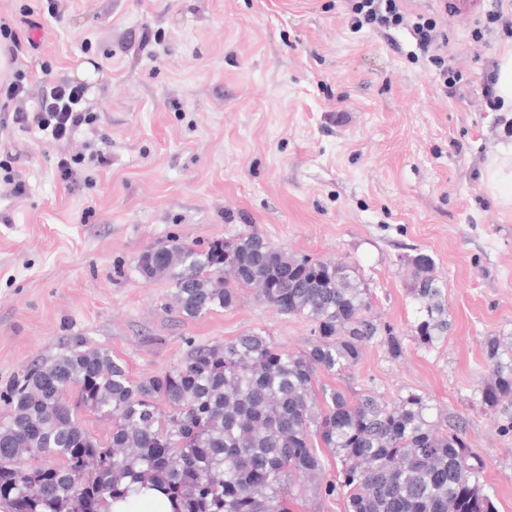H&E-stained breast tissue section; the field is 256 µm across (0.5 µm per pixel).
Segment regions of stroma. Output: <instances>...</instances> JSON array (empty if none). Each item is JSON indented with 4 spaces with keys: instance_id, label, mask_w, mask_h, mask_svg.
Wrapping results in <instances>:
<instances>
[{
    "instance_id": "obj_1",
    "label": "stroma",
    "mask_w": 512,
    "mask_h": 512,
    "mask_svg": "<svg viewBox=\"0 0 512 512\" xmlns=\"http://www.w3.org/2000/svg\"><path fill=\"white\" fill-rule=\"evenodd\" d=\"M0 0V47L24 94H0V386L24 364L83 336L133 378L178 363L189 345L262 330L305 349L307 320L244 291L239 304L191 319L172 285L135 263L172 238L206 243L255 225L273 244L353 266L401 355L368 344L321 384L386 400L417 392L433 418L462 422L498 512H512V409L486 411L487 336L512 334V208L488 193L489 159L512 149L478 77L505 45L474 42L472 22L437 13L449 62L469 75L456 97L410 57L406 32H352L345 0ZM95 66L90 114L67 142L19 130L47 79ZM106 152L108 164L96 161ZM78 155L74 180L62 156ZM24 182L15 195L11 184ZM425 253L447 284L453 326L415 340L403 258ZM326 456L290 512H346Z\"/></svg>"
}]
</instances>
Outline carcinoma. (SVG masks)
<instances>
[{
	"instance_id": "cac0c4a2",
	"label": "carcinoma",
	"mask_w": 512,
	"mask_h": 512,
	"mask_svg": "<svg viewBox=\"0 0 512 512\" xmlns=\"http://www.w3.org/2000/svg\"><path fill=\"white\" fill-rule=\"evenodd\" d=\"M411 267L412 332L431 348L452 324L425 253ZM136 269L173 286L178 312L197 318L237 305L247 289L279 312L313 325L307 349L289 352L263 331L192 345L183 359L144 378L83 336L37 357L0 391V512H104L109 499L160 487L173 512H289L287 485L324 467L319 449L341 463L347 512H497L485 490V463L467 448L462 425L432 419L429 397L409 392L388 403L355 399L317 384L357 363L392 330L369 315L370 290L355 269L273 245L256 227L200 246L174 239L149 247ZM494 381L478 390L495 409L512 403V344L484 342ZM112 423L92 436L80 412ZM35 463H22L23 457Z\"/></svg>"
}]
</instances>
